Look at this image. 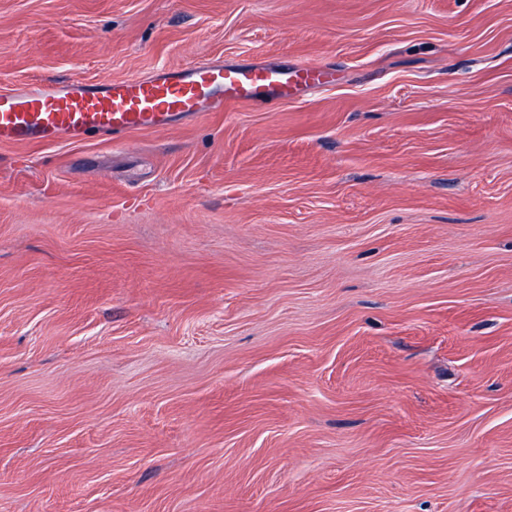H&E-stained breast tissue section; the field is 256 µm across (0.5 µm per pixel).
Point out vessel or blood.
<instances>
[{"label": "vessel or blood", "mask_w": 512, "mask_h": 512, "mask_svg": "<svg viewBox=\"0 0 512 512\" xmlns=\"http://www.w3.org/2000/svg\"><path fill=\"white\" fill-rule=\"evenodd\" d=\"M328 71L224 63L165 69L120 81L38 84L0 94V144L79 142L136 130H162L198 117L201 104H263L299 82H329Z\"/></svg>", "instance_id": "obj_1"}]
</instances>
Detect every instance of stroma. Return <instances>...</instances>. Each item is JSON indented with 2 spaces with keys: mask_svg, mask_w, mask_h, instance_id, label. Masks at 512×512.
Masks as SVG:
<instances>
[{
  "mask_svg": "<svg viewBox=\"0 0 512 512\" xmlns=\"http://www.w3.org/2000/svg\"><path fill=\"white\" fill-rule=\"evenodd\" d=\"M332 84L0 144V512H512V0H0V91Z\"/></svg>",
  "mask_w": 512,
  "mask_h": 512,
  "instance_id": "obj_1",
  "label": "stroma"
}]
</instances>
